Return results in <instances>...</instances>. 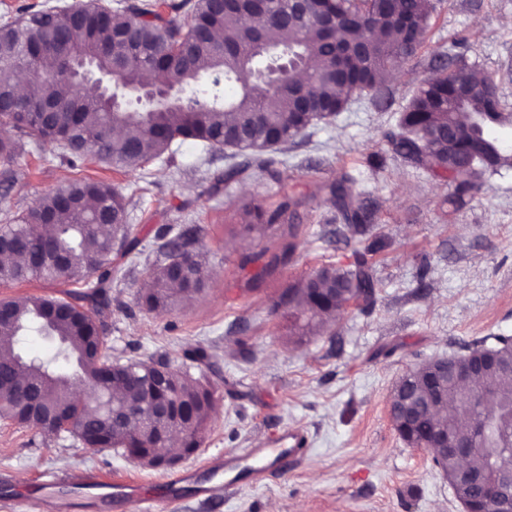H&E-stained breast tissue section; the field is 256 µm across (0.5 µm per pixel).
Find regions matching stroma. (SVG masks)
Returning <instances> with one entry per match:
<instances>
[{"label": "stroma", "mask_w": 512, "mask_h": 512, "mask_svg": "<svg viewBox=\"0 0 512 512\" xmlns=\"http://www.w3.org/2000/svg\"><path fill=\"white\" fill-rule=\"evenodd\" d=\"M431 4L426 40L391 78L386 108L361 99L335 120L310 126L288 148L269 150L274 179L256 173L210 192L214 175L249 157L205 156L189 142L174 164L125 173L91 160L74 167L53 146L21 140L18 179L0 184L13 210L80 176L141 188L128 206L140 253L120 260L106 340L120 359L166 355L179 364L196 348L210 355L215 406L201 448L180 468L255 447L287 429L307 434L299 467H271L260 484H243L216 505L188 490L177 501L156 500L152 512H462L429 454L401 439L388 403L395 383L416 364L461 354L476 339L512 336V170L490 176L461 205L451 181L395 155L387 137L418 82L452 55L500 79L503 108L512 112V81L503 77L512 66V0ZM347 174L355 179L353 192L374 203L377 230L389 240L372 259L375 302L364 312L345 307L335 322L301 337L293 315L270 308L296 279L326 264L350 265L362 248V241L325 233L334 215L325 187ZM287 192L304 200L292 262L265 276L260 265L241 266L243 254L286 237L279 224L245 232L246 205L272 210ZM165 224L203 241L213 283L173 311L147 313L136 297L158 257L155 232ZM255 277L259 288L247 289ZM91 472L145 484L167 477L130 461L122 449H89L69 433L44 435L0 419V512H115L82 488ZM52 474L65 479L54 498H31Z\"/></svg>", "instance_id": "obj_1"}]
</instances>
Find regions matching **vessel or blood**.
<instances>
[{
    "label": "vessel or blood",
    "instance_id": "b4317fda",
    "mask_svg": "<svg viewBox=\"0 0 512 512\" xmlns=\"http://www.w3.org/2000/svg\"><path fill=\"white\" fill-rule=\"evenodd\" d=\"M307 451V436L304 431L291 429L265 439L260 447L242 448L213 463V480L199 482L197 472L185 469L173 474L162 487L170 498H178L185 489H193L196 496L211 500L235 492L241 483L261 482L271 464L294 462L304 457ZM88 489L94 490L103 499L122 504H136L140 512H147L148 500L143 495L142 484L132 481L107 482L97 478L88 480Z\"/></svg>",
    "mask_w": 512,
    "mask_h": 512
}]
</instances>
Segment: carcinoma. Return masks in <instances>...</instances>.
<instances>
[{
	"instance_id": "1",
	"label": "carcinoma",
	"mask_w": 512,
	"mask_h": 512,
	"mask_svg": "<svg viewBox=\"0 0 512 512\" xmlns=\"http://www.w3.org/2000/svg\"><path fill=\"white\" fill-rule=\"evenodd\" d=\"M162 0H135L114 10L101 0L82 4L78 21L57 9H42L0 25V74L32 71L38 81L25 93L0 79V101L18 100L22 110L0 109V162L11 164L18 153L16 130L31 142L55 141V122L67 127L69 138L87 147L79 151L60 143V154L69 162L96 159L116 169H136L154 160L172 161L186 141L208 154L234 145L245 134L256 148L248 151L255 168L268 171L263 154L271 145L286 146L303 135L318 120L320 112H344L353 96L367 94L379 107L387 102L391 74L415 55L425 40L430 0H327L326 9L339 19L335 30L311 18L299 22L295 8L279 0L249 25L245 17L252 4L219 10L210 0H194L190 24L183 28L161 10ZM382 36L365 40L370 29ZM286 51L300 62L295 79L276 86L260 80L262 72L279 66L283 58L272 51ZM89 62L96 72L117 73L132 88H161L186 73L224 78L239 87L231 100L221 98L218 84L209 87L190 82L183 87L194 106L173 107L156 112L131 109L127 105L107 108L80 93L64 75L62 58ZM481 79L474 67L444 66L424 80L403 112L399 131L388 136L394 154L421 164L436 176L448 175L455 184L457 201L473 198L484 187L487 169L480 161L463 172L454 168L450 151L460 140L478 145L496 159V170L512 169V143L503 131L500 101L486 98L478 89ZM58 107L57 121L41 114L43 99ZM328 201L336 211L337 232L367 236L365 251L357 254L354 268L323 265L300 278L283 292L271 307L276 314L282 306L297 305L309 313L307 327H317L336 317L343 305L357 299L368 308L376 283L367 258L387 246L384 235L375 232L373 213L356 202L347 179L329 186ZM301 200L285 195L269 212L260 204L249 210L258 223L272 225L287 219L288 241L278 251L265 248L243 258L242 265L264 257L269 260L261 272L270 273L291 262L300 225L297 208ZM0 282L31 280L54 282L71 278L65 264L75 256L84 266V278L97 277L91 293L71 291L66 296H26L7 299L10 319L0 323V417L26 425L40 433L54 430L41 418L62 414L72 420L70 434L86 448H125L152 445L150 430L128 431L113 416L149 405L154 384L179 417L193 429L183 435L186 455L201 447L207 430L212 396L208 381L177 369L167 356L155 360L112 357L103 327L111 307L108 289L117 257L132 252L137 244L128 224L126 196L112 184L85 177L42 194L21 212L0 211ZM51 240L59 258L45 261L42 241ZM158 252L162 259L153 264L137 295L140 309L160 313L176 307L178 301L200 295L212 278L195 237L174 227L158 230ZM180 240L183 260L172 259L170 244ZM43 331L59 342L57 356L34 365L15 347L18 337ZM490 355L496 364L475 380L468 395L451 379L441 375L436 363L428 361L408 371L394 386L392 404L405 413L392 417L399 436L409 445L441 426L448 436L468 439L474 448L470 468L482 474L490 492L497 489L502 470L512 468V337L498 336L495 343L475 340L465 352L453 357L460 365L477 355ZM26 381L39 391L40 405L32 410L31 400L18 391ZM81 380L94 385L95 410L86 412L87 398L71 388ZM495 408L492 430L482 434L476 428L483 402ZM427 452L435 467L454 481L455 497L461 501L472 486L459 480L458 459L438 448Z\"/></svg>"
}]
</instances>
